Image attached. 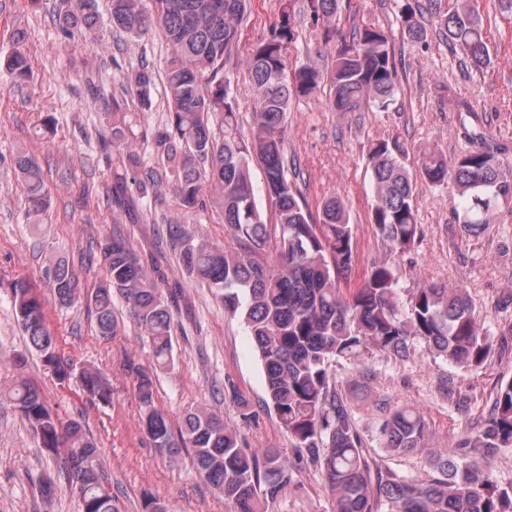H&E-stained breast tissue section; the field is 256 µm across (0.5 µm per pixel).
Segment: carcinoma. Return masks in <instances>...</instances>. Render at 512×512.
<instances>
[{
  "instance_id": "obj_1",
  "label": "carcinoma",
  "mask_w": 512,
  "mask_h": 512,
  "mask_svg": "<svg viewBox=\"0 0 512 512\" xmlns=\"http://www.w3.org/2000/svg\"><path fill=\"white\" fill-rule=\"evenodd\" d=\"M111 0L113 28L141 36L159 30L170 54L166 61L167 124L155 141L162 170L136 171L128 156L113 169L112 203L121 206L127 179L138 182L143 195L157 193L166 182L187 212L209 204L240 244V251L213 246L207 240L173 232L178 260L188 276L205 284L224 305V313L243 318L262 362L268 400L282 428L295 445L316 459L329 489L336 495V512H512V484L499 486L486 474V464L503 448L512 447V380L497 389L491 417L476 436L439 456L442 478L424 480L372 474L362 441L348 412L336 398L329 367L337 356L373 347L403 356L408 340L419 338L429 350L461 367L480 366L490 352L467 296L435 285L419 288L406 302L399 297V278L386 264L372 267L360 285L344 296L340 280L353 272L356 253L353 235L340 198L327 197L318 221H313L288 178L284 155L286 115L296 97L314 96L329 83L331 107L359 112L373 102L387 107L394 101L397 69L387 33L363 27L341 46L329 75L303 64H288V45L295 39L289 3L267 38L251 51L247 65L256 92V119L248 138L236 136V112L224 83V58L236 42L239 25L251 0ZM311 21L326 41L336 35L338 0H308ZM408 35L422 40L427 32L417 10L403 12ZM439 30L469 63L480 69L490 61L479 13L470 6L434 12ZM66 30H97L95 0H74V8L58 18ZM16 50L5 67L16 81L29 75L21 47L25 31L11 34ZM129 91L143 105L150 104L153 78L144 69L127 76ZM104 120L112 143L127 138L130 126L123 104H105ZM264 170L266 191L273 203L279 241L269 251L266 223L258 209L250 162ZM24 183L27 216L35 224L50 208L44 171L25 152L14 161ZM368 168L374 200L368 213L376 233L401 252L415 243L419 225L414 195L420 182L449 185L462 206L461 223L469 231L485 228L487 217L512 203V175L505 172L491 145L462 154L453 161L440 152L423 155L416 165L397 139L371 144ZM89 257L106 271V278L90 294L80 296L75 273L63 259L44 268L58 301L70 305L82 297L94 310L97 332L108 340L120 324L112 312L113 295L127 303L130 317L152 345L154 368L128 365L135 377L140 417L155 450L171 460L192 454L199 475L224 496L230 512H267L266 505L297 487L296 473L274 450L262 454L241 448L236 432L224 420L189 411L178 429L157 409L154 371L173 362L172 317L158 280L147 275L120 231L98 241ZM18 322L30 347L54 376H74L61 357L46 325L42 303L26 282L11 288ZM91 401L108 403L112 387L97 372L78 376ZM0 398L12 402L42 448L59 457L60 470L78 493L80 512H116L101 467L99 448L82 425L53 413L40 391L19 379ZM387 447L407 451L419 446L425 423L413 410L393 413L383 426Z\"/></svg>"
}]
</instances>
